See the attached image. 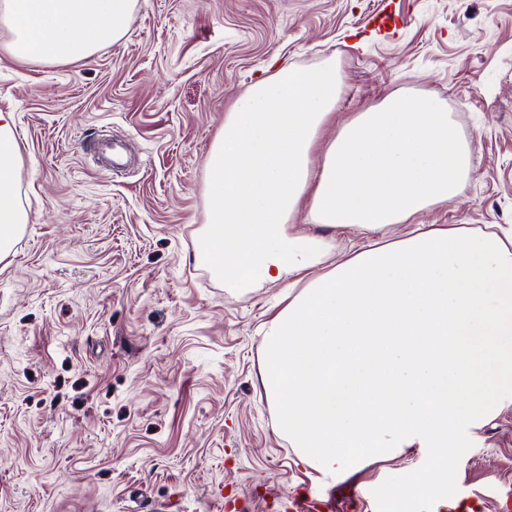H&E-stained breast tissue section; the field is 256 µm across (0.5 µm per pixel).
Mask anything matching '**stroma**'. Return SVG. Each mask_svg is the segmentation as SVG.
I'll return each instance as SVG.
<instances>
[{
    "mask_svg": "<svg viewBox=\"0 0 512 512\" xmlns=\"http://www.w3.org/2000/svg\"><path fill=\"white\" fill-rule=\"evenodd\" d=\"M391 3L392 36L365 28ZM0 27V110L14 113L29 214L0 259V512H222L251 494L326 497L275 429L262 329L285 286L226 287L195 258L205 161L224 113L282 65L336 60L345 119L397 91L453 107L473 143L460 196L421 224L512 225V0H140L88 60L14 57ZM125 143L122 176L83 152ZM459 493L499 512L512 488V414L457 448ZM425 449L364 462L334 512H393Z\"/></svg>",
    "mask_w": 512,
    "mask_h": 512,
    "instance_id": "obj_1",
    "label": "stroma"
}]
</instances>
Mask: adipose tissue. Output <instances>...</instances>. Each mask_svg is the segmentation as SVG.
Wrapping results in <instances>:
<instances>
[{
  "mask_svg": "<svg viewBox=\"0 0 512 512\" xmlns=\"http://www.w3.org/2000/svg\"><path fill=\"white\" fill-rule=\"evenodd\" d=\"M139 0H0L16 57L91 58L129 30ZM336 63L279 68L239 95L206 160L197 257L225 285L303 282L268 323L261 386L301 463L354 474L428 451L392 492L443 500L454 448L512 412V230L410 226L460 195L471 143L438 100L394 93L337 120ZM15 116L0 111V258L28 221ZM307 223V230L296 227ZM363 241L336 253L334 230Z\"/></svg>",
  "mask_w": 512,
  "mask_h": 512,
  "instance_id": "obj_1",
  "label": "adipose tissue"
}]
</instances>
